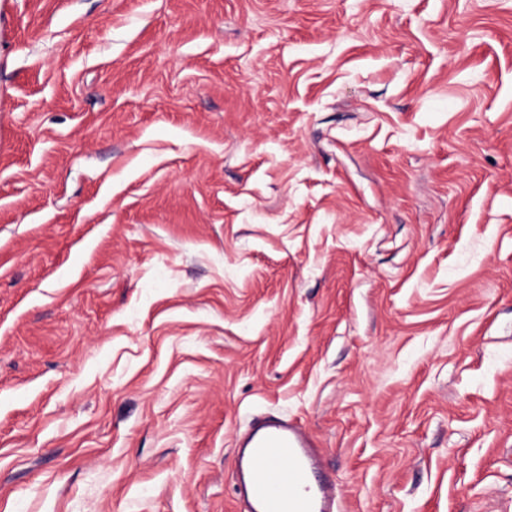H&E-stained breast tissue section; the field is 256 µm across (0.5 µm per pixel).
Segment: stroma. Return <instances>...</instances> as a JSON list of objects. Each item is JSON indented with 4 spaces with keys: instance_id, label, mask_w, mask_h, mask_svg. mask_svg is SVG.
<instances>
[{
    "instance_id": "1",
    "label": "stroma",
    "mask_w": 512,
    "mask_h": 512,
    "mask_svg": "<svg viewBox=\"0 0 512 512\" xmlns=\"http://www.w3.org/2000/svg\"><path fill=\"white\" fill-rule=\"evenodd\" d=\"M512 512V0H0V512ZM318 453L311 437L292 423H257L246 447L247 493L240 511H337L334 484L315 474Z\"/></svg>"
}]
</instances>
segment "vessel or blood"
I'll return each instance as SVG.
<instances>
[{
	"instance_id": "obj_1",
	"label": "vessel or blood",
	"mask_w": 512,
	"mask_h": 512,
	"mask_svg": "<svg viewBox=\"0 0 512 512\" xmlns=\"http://www.w3.org/2000/svg\"><path fill=\"white\" fill-rule=\"evenodd\" d=\"M318 453L294 424L257 423L246 447L241 512H336L334 484L315 474Z\"/></svg>"
}]
</instances>
